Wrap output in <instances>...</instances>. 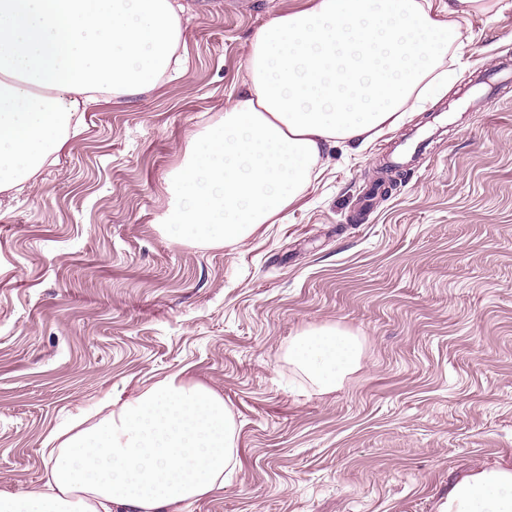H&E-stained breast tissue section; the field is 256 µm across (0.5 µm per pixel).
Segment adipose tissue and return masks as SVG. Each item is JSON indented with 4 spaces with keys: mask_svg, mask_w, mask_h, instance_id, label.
<instances>
[{
    "mask_svg": "<svg viewBox=\"0 0 512 512\" xmlns=\"http://www.w3.org/2000/svg\"><path fill=\"white\" fill-rule=\"evenodd\" d=\"M495 0H306L252 35L246 79L223 120L196 132L167 179L165 234L235 244L276 223L323 153L362 145L448 89L450 57ZM177 0H0V191L33 178L75 135L81 107L145 92L177 62ZM288 357L316 385L360 366L333 327ZM47 479L0 492V512H181L236 465L215 391L172 375L68 436L52 432ZM447 512H512V473L457 483Z\"/></svg>",
    "mask_w": 512,
    "mask_h": 512,
    "instance_id": "adipose-tissue-1",
    "label": "adipose tissue"
}]
</instances>
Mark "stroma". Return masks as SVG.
<instances>
[{"mask_svg": "<svg viewBox=\"0 0 512 512\" xmlns=\"http://www.w3.org/2000/svg\"><path fill=\"white\" fill-rule=\"evenodd\" d=\"M181 2V69L87 106L56 163L0 192V492L43 484L54 428L174 373L223 396L238 458L186 512H443L457 481L512 472V84L467 88L512 57V0L473 19L446 95L328 149L278 223L224 246L165 236L166 177L223 118L255 30L304 0ZM320 326L361 345L329 392L288 360Z\"/></svg>", "mask_w": 512, "mask_h": 512, "instance_id": "obj_1", "label": "stroma"}]
</instances>
